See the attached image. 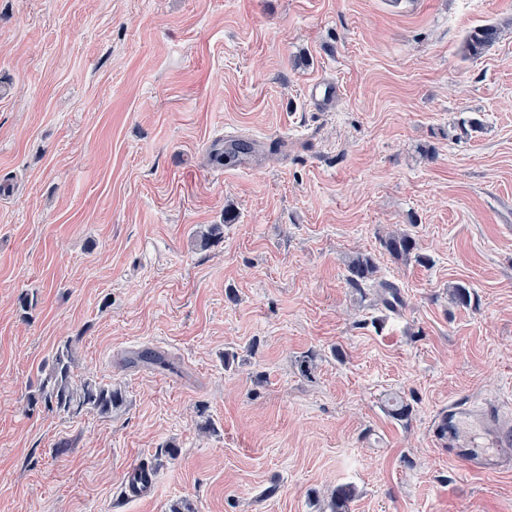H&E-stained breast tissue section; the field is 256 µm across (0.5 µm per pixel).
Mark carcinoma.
<instances>
[{"mask_svg":"<svg viewBox=\"0 0 512 512\" xmlns=\"http://www.w3.org/2000/svg\"><path fill=\"white\" fill-rule=\"evenodd\" d=\"M512 29V19L492 22L472 28L463 40L462 53L466 57L482 55L493 46L506 32ZM385 251L393 259L408 263L415 261L426 263L425 257L417 252L416 240L406 230L395 231L381 239ZM347 281L358 291L370 283H375L379 301L388 308L400 304L398 287L387 281H377V267L373 258L364 253L350 256L346 261ZM138 360L161 370L173 371L175 366L165 357L150 350L141 351ZM72 349L70 344L59 348L52 360L39 388L38 399L44 405L67 413H79L83 410L107 416L123 403V393L118 387H105L93 381L85 380L76 385L71 374ZM355 497V488L351 485L336 489L332 503V512H348L350 502Z\"/></svg>","mask_w":512,"mask_h":512,"instance_id":"obj_1","label":"carcinoma"}]
</instances>
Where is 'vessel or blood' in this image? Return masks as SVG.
<instances>
[{"mask_svg":"<svg viewBox=\"0 0 512 512\" xmlns=\"http://www.w3.org/2000/svg\"><path fill=\"white\" fill-rule=\"evenodd\" d=\"M336 96L337 87L332 83L313 84L307 92L310 104L328 109L334 106ZM435 433L447 444L449 455L461 459L473 471L494 472L512 458V421L479 405L460 403L449 407L440 416ZM126 471L128 498H142L154 491L156 481L148 465L133 460Z\"/></svg>","mask_w":512,"mask_h":512,"instance_id":"vessel-or-blood-1","label":"vessel or blood"}]
</instances>
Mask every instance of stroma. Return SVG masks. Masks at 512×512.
<instances>
[{"label": "stroma", "instance_id": "35a3bbf8", "mask_svg": "<svg viewBox=\"0 0 512 512\" xmlns=\"http://www.w3.org/2000/svg\"><path fill=\"white\" fill-rule=\"evenodd\" d=\"M510 17L512 0H0V512H331L343 485L349 512H512V466L470 472L434 436L463 399L512 418V34L462 55ZM317 80L335 109L308 104ZM224 137L282 148L217 177ZM397 228L427 264L383 249ZM356 252L402 306L349 286ZM66 343L75 381L121 388L112 414L37 401ZM136 459L152 497L124 494ZM510 29H512V19L474 27L468 31L463 40L462 53L470 58L480 56Z\"/></svg>", "mask_w": 512, "mask_h": 512}]
</instances>
